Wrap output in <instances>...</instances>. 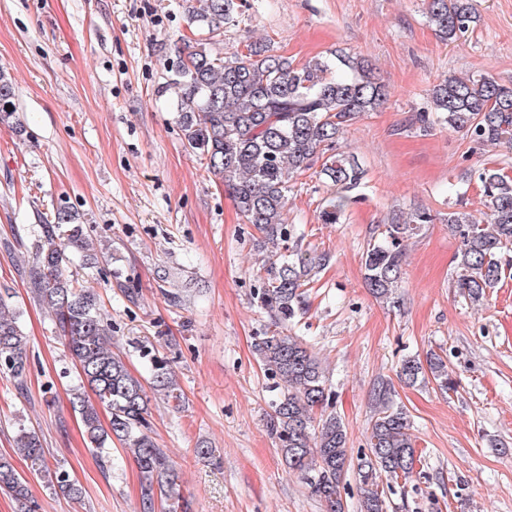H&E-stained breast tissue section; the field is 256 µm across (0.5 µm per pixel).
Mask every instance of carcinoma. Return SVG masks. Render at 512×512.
<instances>
[{"label":"carcinoma","mask_w":512,"mask_h":512,"mask_svg":"<svg viewBox=\"0 0 512 512\" xmlns=\"http://www.w3.org/2000/svg\"><path fill=\"white\" fill-rule=\"evenodd\" d=\"M189 25L212 39L237 21L241 0H186ZM429 23L441 38L453 43L464 38L476 21L473 0H429ZM187 53L167 79L175 90L177 121L186 148L205 161L206 170L224 183L237 214L256 226L264 245H272L257 299L278 325L293 319L305 305L303 288L325 257H312L286 247L294 229L286 223L290 182L322 162L320 174L331 187L322 199L319 218L337 224L356 201L353 192L364 178L355 158L336 151L345 128L376 110L385 90L371 61L339 56L333 63L315 59L298 67L262 42H245L223 56L211 52L203 38H189ZM434 112H422L426 130L435 122L465 134L479 145L512 146V84L490 76L448 75L432 90ZM17 112L12 78L0 70V123ZM485 219L465 211L448 213V226L460 239L456 256L458 286L472 306H482L512 269V176L499 167L478 171ZM433 222L417 209L401 224H386L379 241L368 246L364 259L365 284L380 300L396 299L402 281L403 243ZM44 240L30 270L32 291L61 331L65 345L79 364L81 385L70 403L82 417L89 447L102 453L113 440L126 445L142 474L141 508L154 512L160 502L167 512H188L177 476L163 449L152 436L147 399L141 382L124 361L112 353V321L101 312L97 294L80 285L66 266L71 251L90 254V237L77 213L57 207L54 221L42 225ZM261 362L278 379L271 428L281 443L288 469L298 473L325 504V512H347L339 487L350 468L347 431L328 411L333 394L325 369L315 354L280 330L255 344ZM439 389L450 391L456 380L438 357L427 360ZM27 371L26 340L16 312L0 294V374L23 385ZM153 384L165 397L181 398L170 362L154 358ZM423 365L407 359L400 379L413 385ZM95 401H90L86 391ZM392 387L381 381L373 390L375 419L368 448L357 457L360 512H386V492L379 479L407 478L415 463V443L407 412L393 405ZM110 414L103 426L99 409ZM17 451L46 486L71 498L83 489L70 473L50 467L38 435L21 429ZM0 492L10 496L18 512H36L29 482L11 459L0 456Z\"/></svg>","instance_id":"carcinoma-1"}]
</instances>
